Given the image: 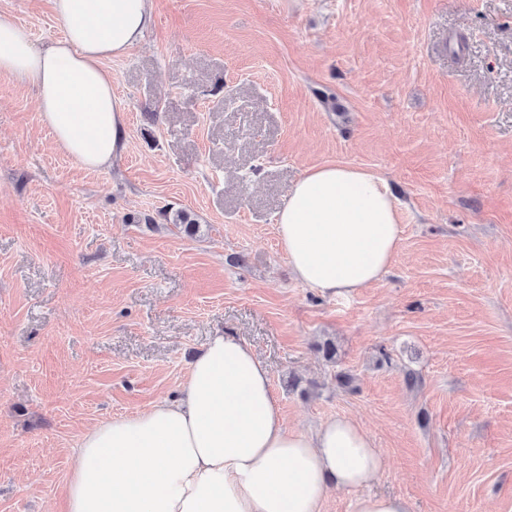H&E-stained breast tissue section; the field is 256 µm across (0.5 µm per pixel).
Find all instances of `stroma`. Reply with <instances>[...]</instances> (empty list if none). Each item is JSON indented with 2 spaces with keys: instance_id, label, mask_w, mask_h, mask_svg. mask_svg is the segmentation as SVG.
Returning <instances> with one entry per match:
<instances>
[{
  "instance_id": "35a3bbf8",
  "label": "stroma",
  "mask_w": 512,
  "mask_h": 512,
  "mask_svg": "<svg viewBox=\"0 0 512 512\" xmlns=\"http://www.w3.org/2000/svg\"><path fill=\"white\" fill-rule=\"evenodd\" d=\"M153 9L106 63L128 120L108 168L55 148L0 73V512H64L82 434L175 396L219 333L267 365L288 426L371 434L369 492L512 512V0ZM0 13L40 44L63 29L49 0ZM332 162L381 176L402 226L387 273L336 296L276 233Z\"/></svg>"
}]
</instances>
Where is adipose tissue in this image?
I'll list each match as a JSON object with an SVG mask.
<instances>
[{
    "label": "adipose tissue",
    "instance_id": "1",
    "mask_svg": "<svg viewBox=\"0 0 512 512\" xmlns=\"http://www.w3.org/2000/svg\"><path fill=\"white\" fill-rule=\"evenodd\" d=\"M51 2L64 33L44 47L0 15V73L35 89L59 150L102 169L127 146L126 109L105 62L141 41L153 0ZM276 224L296 278L334 294L378 281L402 232L385 181L342 163L298 179ZM386 467L353 418L328 419L312 432L288 427L253 348L217 335L191 362L178 398L81 436L66 512H322L334 490L354 493L352 512H409L403 497L362 494Z\"/></svg>",
    "mask_w": 512,
    "mask_h": 512
}]
</instances>
